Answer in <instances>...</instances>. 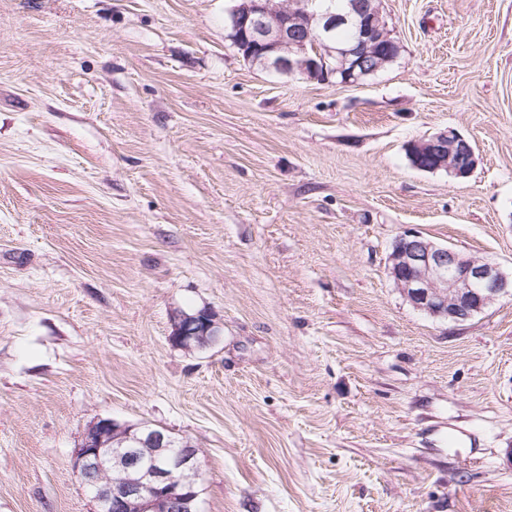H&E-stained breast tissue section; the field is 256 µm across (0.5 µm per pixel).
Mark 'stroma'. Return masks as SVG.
I'll return each instance as SVG.
<instances>
[{
  "mask_svg": "<svg viewBox=\"0 0 512 512\" xmlns=\"http://www.w3.org/2000/svg\"><path fill=\"white\" fill-rule=\"evenodd\" d=\"M232 5L0 0V512H95L100 417L189 439L199 512H512V296L388 273L413 229L512 274V0H382L355 85L245 61ZM446 129L468 178L408 158ZM218 336L216 315L208 309H201L178 314L169 340L172 345L191 351L212 345Z\"/></svg>",
  "mask_w": 512,
  "mask_h": 512,
  "instance_id": "obj_1",
  "label": "stroma"
}]
</instances>
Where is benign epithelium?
Listing matches in <instances>:
<instances>
[{
    "mask_svg": "<svg viewBox=\"0 0 512 512\" xmlns=\"http://www.w3.org/2000/svg\"><path fill=\"white\" fill-rule=\"evenodd\" d=\"M356 29L355 38L336 43V29ZM228 38L244 59L290 76L356 84L384 68L401 52L390 39L381 0H350L338 12L325 0H235ZM432 165L468 177L478 164L473 146L453 131L413 141ZM390 277L412 306L451 322H465L499 298L512 296V278L488 259L466 257L418 232L398 236L388 257ZM219 336L216 315L201 309L178 314L169 336L184 350L212 345ZM74 468L93 494L96 512H198V449L147 424L99 418L78 443Z\"/></svg>",
    "mask_w": 512,
    "mask_h": 512,
    "instance_id": "benign-epithelium-1",
    "label": "benign epithelium"
}]
</instances>
